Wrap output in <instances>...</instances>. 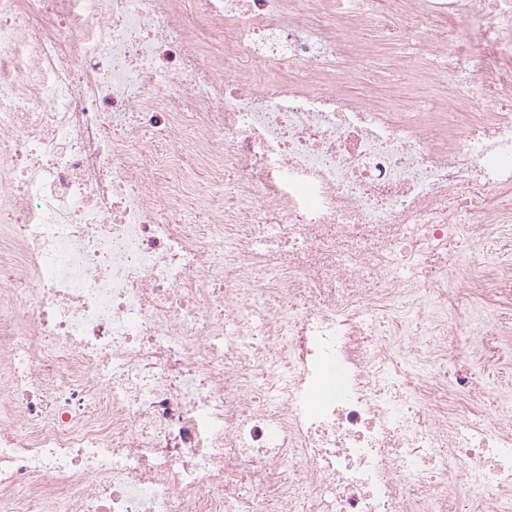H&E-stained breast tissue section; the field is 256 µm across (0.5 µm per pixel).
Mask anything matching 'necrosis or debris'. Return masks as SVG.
<instances>
[{
  "mask_svg": "<svg viewBox=\"0 0 512 512\" xmlns=\"http://www.w3.org/2000/svg\"><path fill=\"white\" fill-rule=\"evenodd\" d=\"M511 220L512 0H0V512H512ZM423 40L424 35L417 32L399 34L397 37L387 39L385 44L374 49L373 63L359 78L348 85L347 92L374 100L389 98L402 88V81L396 72L399 58L404 53L417 52ZM407 86L411 87V97L407 101L400 102L408 111L405 112L409 117L417 118L420 112H426V105L429 97V89L423 84L414 83L411 74L405 76ZM471 258L476 267L484 259L512 267V223L492 225L489 236L473 248ZM472 319L471 336L463 338L482 342L487 347L486 355L475 361L472 369L488 388L498 391L505 398L511 396L512 399V346L511 349L498 348L494 339L501 325H512V303L489 311L478 302L472 312Z\"/></svg>",
  "mask_w": 512,
  "mask_h": 512,
  "instance_id": "obj_1",
  "label": "necrosis or debris"
}]
</instances>
